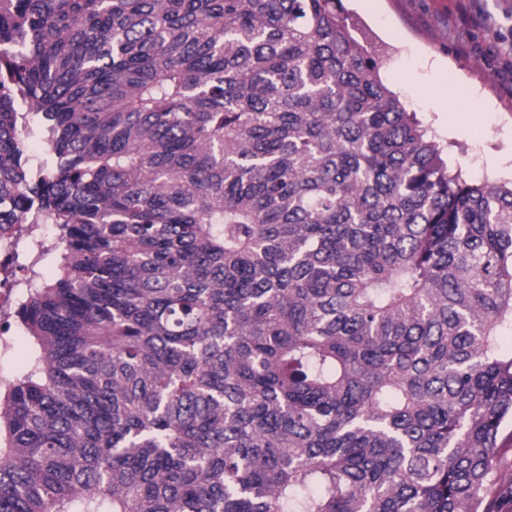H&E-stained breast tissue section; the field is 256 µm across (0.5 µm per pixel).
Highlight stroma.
<instances>
[{
    "mask_svg": "<svg viewBox=\"0 0 512 512\" xmlns=\"http://www.w3.org/2000/svg\"><path fill=\"white\" fill-rule=\"evenodd\" d=\"M383 81L474 181H512V0H343ZM447 89L436 99L434 88Z\"/></svg>",
    "mask_w": 512,
    "mask_h": 512,
    "instance_id": "1",
    "label": "stroma"
}]
</instances>
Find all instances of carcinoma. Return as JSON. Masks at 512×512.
Segmentation results:
<instances>
[{"instance_id": "carcinoma-1", "label": "carcinoma", "mask_w": 512, "mask_h": 512, "mask_svg": "<svg viewBox=\"0 0 512 512\" xmlns=\"http://www.w3.org/2000/svg\"><path fill=\"white\" fill-rule=\"evenodd\" d=\"M353 31L342 0H0V227L61 238L0 512H494L512 183L448 167Z\"/></svg>"}]
</instances>
